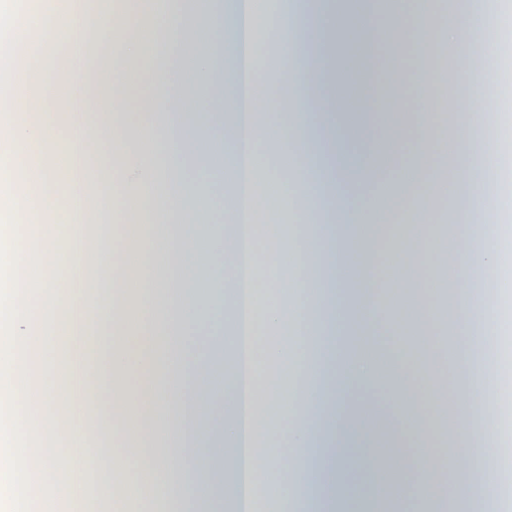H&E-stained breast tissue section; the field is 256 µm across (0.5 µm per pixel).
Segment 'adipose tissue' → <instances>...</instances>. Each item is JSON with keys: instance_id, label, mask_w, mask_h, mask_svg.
Masks as SVG:
<instances>
[{"instance_id": "adipose-tissue-1", "label": "adipose tissue", "mask_w": 512, "mask_h": 512, "mask_svg": "<svg viewBox=\"0 0 512 512\" xmlns=\"http://www.w3.org/2000/svg\"><path fill=\"white\" fill-rule=\"evenodd\" d=\"M252 0H34L20 35L24 69H0V165L23 147L33 165L23 214L40 228L35 257L66 269L65 286L41 280L66 312L33 318L0 279V489L26 452L19 434L47 446L37 482L72 512L92 499L157 512H261L263 483L280 512H470L512 469L501 406L512 401L493 357L504 326L483 314L481 273L500 266L496 221L512 214L497 177L501 105L478 99L470 70L481 51L465 29L503 27L496 0H448L441 26L420 0H306L279 24L291 52L274 98L258 80ZM438 55L444 79L419 62ZM407 76L394 109L368 93L379 56ZM214 86L194 111L180 93ZM456 120L444 125L440 109ZM282 153L297 196L298 229L279 237L290 276L267 261L256 220L282 171L265 170L261 145L281 113ZM395 143L393 177L361 200L333 175L366 181L376 147ZM119 185L92 177L102 147ZM447 179L439 224L402 225L428 164ZM204 178L195 188L186 169ZM121 227V258L88 219ZM449 252H441V240ZM194 266L181 263L184 251ZM107 318L102 354L95 324ZM63 325V357L32 354ZM224 365V381L212 369ZM354 386L366 396L347 405ZM118 449L92 445L88 419Z\"/></svg>"}]
</instances>
